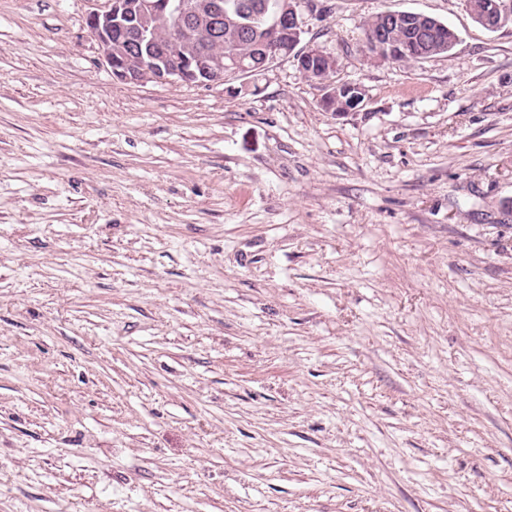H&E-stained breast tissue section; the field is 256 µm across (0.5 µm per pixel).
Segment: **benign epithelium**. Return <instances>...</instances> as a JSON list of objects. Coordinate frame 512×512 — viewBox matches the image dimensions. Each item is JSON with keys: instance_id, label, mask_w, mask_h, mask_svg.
I'll return each mask as SVG.
<instances>
[{"instance_id": "obj_1", "label": "benign epithelium", "mask_w": 512, "mask_h": 512, "mask_svg": "<svg viewBox=\"0 0 512 512\" xmlns=\"http://www.w3.org/2000/svg\"><path fill=\"white\" fill-rule=\"evenodd\" d=\"M302 0H265L262 4L240 6L239 14L252 11L267 18L268 41L288 43L290 49L266 51L256 67L249 59L224 52V7L213 0H106V5L91 12L86 25L97 41L102 62L112 76L122 82L145 80L177 81L184 84H224L265 73L288 56L321 57L331 64L336 59L315 46L298 48L305 33ZM465 6L483 27L496 31L504 24L502 7L489 11L474 0ZM158 44L159 58L150 65L138 58L144 41ZM401 51L386 29L378 31L371 54L392 61Z\"/></svg>"}]
</instances>
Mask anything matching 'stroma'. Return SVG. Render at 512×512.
I'll use <instances>...</instances> for the list:
<instances>
[{"label": "stroma", "mask_w": 512, "mask_h": 512, "mask_svg": "<svg viewBox=\"0 0 512 512\" xmlns=\"http://www.w3.org/2000/svg\"><path fill=\"white\" fill-rule=\"evenodd\" d=\"M322 2L343 115L0 0V512H512V26ZM385 11L458 40L372 58Z\"/></svg>", "instance_id": "1"}]
</instances>
